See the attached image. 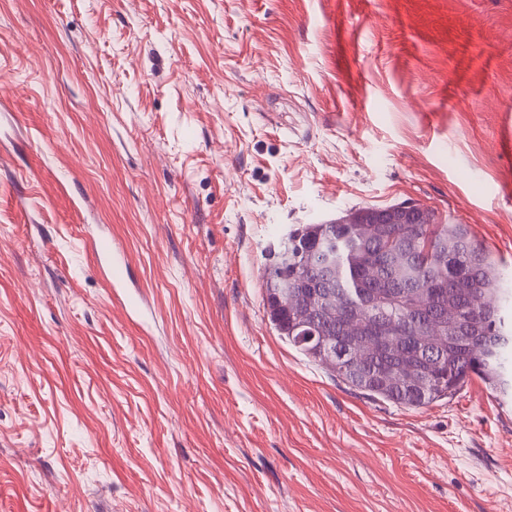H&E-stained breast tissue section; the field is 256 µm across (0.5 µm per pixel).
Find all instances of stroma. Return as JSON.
<instances>
[{
	"label": "stroma",
	"instance_id": "1",
	"mask_svg": "<svg viewBox=\"0 0 512 512\" xmlns=\"http://www.w3.org/2000/svg\"><path fill=\"white\" fill-rule=\"evenodd\" d=\"M403 202L512 279V0H0V512H512V400L266 313L289 232Z\"/></svg>",
	"mask_w": 512,
	"mask_h": 512
}]
</instances>
